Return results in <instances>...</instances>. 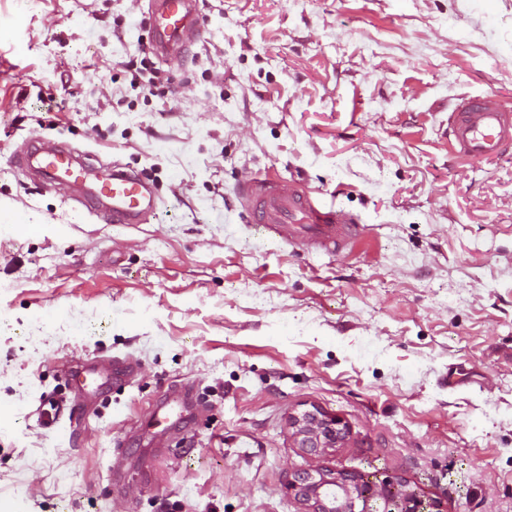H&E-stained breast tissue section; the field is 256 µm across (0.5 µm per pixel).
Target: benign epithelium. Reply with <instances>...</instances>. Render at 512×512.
<instances>
[{
    "mask_svg": "<svg viewBox=\"0 0 512 512\" xmlns=\"http://www.w3.org/2000/svg\"><path fill=\"white\" fill-rule=\"evenodd\" d=\"M289 425L299 447L311 456L338 447L347 436L341 418L316 409L291 417ZM286 489L308 506V512H443L441 501L379 471L297 470L288 474Z\"/></svg>",
    "mask_w": 512,
    "mask_h": 512,
    "instance_id": "benign-epithelium-1",
    "label": "benign epithelium"
}]
</instances>
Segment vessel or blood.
I'll return each instance as SVG.
<instances>
[{
	"label": "vessel or blood",
	"mask_w": 512,
	"mask_h": 512,
	"mask_svg": "<svg viewBox=\"0 0 512 512\" xmlns=\"http://www.w3.org/2000/svg\"><path fill=\"white\" fill-rule=\"evenodd\" d=\"M148 21L146 49L168 59L181 56L201 31L196 0H154ZM447 136L449 151L463 162L512 153V108L489 95L459 97L448 115ZM10 164L68 185L87 204L105 206L112 224H141L158 209L145 179L125 170L100 179L64 142L31 137L25 151L12 153ZM235 192L256 229L288 245L334 255L354 245L365 231L356 217L323 203L295 179L256 174L239 182ZM133 370L130 362L116 359L97 373L103 384L118 388Z\"/></svg>",
	"instance_id": "b4317fda"
}]
</instances>
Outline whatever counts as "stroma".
Segmentation results:
<instances>
[{"label":"stroma","instance_id":"1","mask_svg":"<svg viewBox=\"0 0 512 512\" xmlns=\"http://www.w3.org/2000/svg\"><path fill=\"white\" fill-rule=\"evenodd\" d=\"M149 3L0 0V512H306L285 484L316 467L512 512V155L463 163L444 136L461 96L512 105V0H198L146 95L125 64ZM34 135L146 177L156 219L104 223L10 168ZM256 173L363 237L263 236L234 195ZM116 357L123 389L41 425L86 392L61 370ZM314 406L349 427L321 457L288 425Z\"/></svg>","mask_w":512,"mask_h":512}]
</instances>
